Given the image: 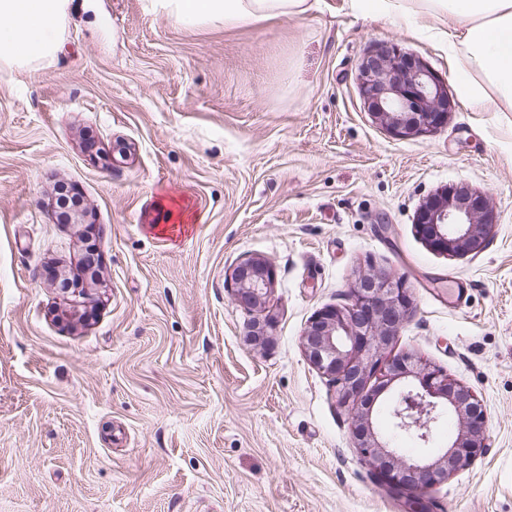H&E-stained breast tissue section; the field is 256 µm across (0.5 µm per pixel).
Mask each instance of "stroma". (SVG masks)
<instances>
[{
	"instance_id": "1",
	"label": "stroma",
	"mask_w": 512,
	"mask_h": 512,
	"mask_svg": "<svg viewBox=\"0 0 512 512\" xmlns=\"http://www.w3.org/2000/svg\"><path fill=\"white\" fill-rule=\"evenodd\" d=\"M379 42L456 94L447 46L351 0L232 28L74 0L54 60L0 65V512H405L301 345L380 269L413 292L393 353L487 412V453L429 491L432 512H512V112L461 104L432 136H393L358 88ZM455 182L498 212L475 257L413 224ZM252 257L275 273L263 344L230 283Z\"/></svg>"
}]
</instances>
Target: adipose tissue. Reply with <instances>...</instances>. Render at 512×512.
Returning <instances> with one entry per match:
<instances>
[{"label":"adipose tissue","mask_w":512,"mask_h":512,"mask_svg":"<svg viewBox=\"0 0 512 512\" xmlns=\"http://www.w3.org/2000/svg\"><path fill=\"white\" fill-rule=\"evenodd\" d=\"M73 0H0V63L27 67L52 60ZM367 15L417 20L448 45L463 72L461 99L478 112H512V0H352ZM153 10L183 25L240 26L294 18L310 0H151Z\"/></svg>","instance_id":"1"}]
</instances>
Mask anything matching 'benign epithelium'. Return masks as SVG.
Wrapping results in <instances>:
<instances>
[{
  "label": "benign epithelium",
  "mask_w": 512,
  "mask_h": 512,
  "mask_svg": "<svg viewBox=\"0 0 512 512\" xmlns=\"http://www.w3.org/2000/svg\"><path fill=\"white\" fill-rule=\"evenodd\" d=\"M358 85L364 109L397 137L440 131L456 107L445 80L422 57L390 43H378L366 54ZM497 221L488 197L460 182L420 205L415 228L436 253L475 257ZM230 280L237 305L262 314L250 323L248 336L265 342L274 324L266 310L275 283L273 268L260 258H248L232 270ZM411 309L404 278L374 271L350 290L347 304L324 306L311 317L302 348L309 363L332 382L338 404L352 414L355 447L376 479L405 499L406 512H430L427 490L486 453V413L471 389L440 369L409 353L392 354ZM388 390L393 395L386 406L388 436L383 440L372 414ZM447 414L463 424L450 445L419 459L407 458L393 446V435L406 434L421 448L434 447L435 430Z\"/></svg>",
  "instance_id": "obj_1"
}]
</instances>
